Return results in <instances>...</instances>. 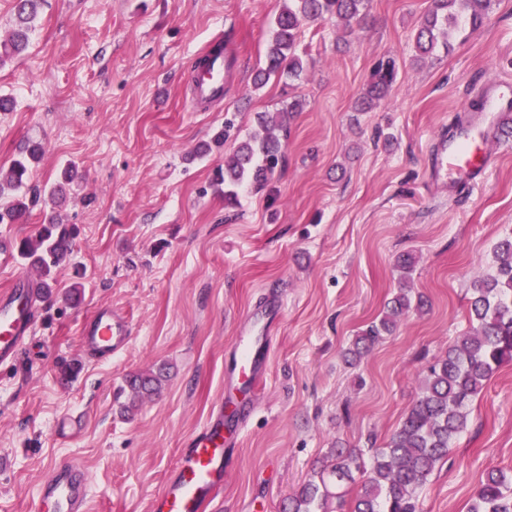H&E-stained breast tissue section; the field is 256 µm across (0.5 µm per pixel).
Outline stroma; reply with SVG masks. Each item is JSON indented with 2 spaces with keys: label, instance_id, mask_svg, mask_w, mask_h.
<instances>
[{
  "label": "stroma",
  "instance_id": "stroma-1",
  "mask_svg": "<svg viewBox=\"0 0 512 512\" xmlns=\"http://www.w3.org/2000/svg\"><path fill=\"white\" fill-rule=\"evenodd\" d=\"M284 0H44L26 54L0 67V170L21 142L43 157L30 184L65 166L75 177L59 207L39 202L0 235L35 237L55 210L75 225L57 269V297L41 303L21 359L0 368V512H34L56 464L80 463L88 512H150L183 441L224 393L250 310L274 292L263 382L240 428L230 475L206 512H282L335 443L385 441L416 400L426 367L466 334L473 285L493 271V248L512 235V142L494 141L489 167L466 189L432 186L440 130L512 78V0H491L482 27L417 59L414 34L431 0H370L350 26L304 25L305 70L293 86L255 89L270 21ZM234 67L218 105L187 101L188 74L214 41ZM394 58L390 94L357 102L373 64ZM285 165L268 187L228 208L211 185L235 144L196 157L236 113L240 137L290 97ZM418 263L410 280L400 254ZM423 295L357 366L341 357L399 287ZM132 329L111 358L86 356L80 330L98 307ZM78 372L68 385L62 364ZM167 366L160 393L121 415L116 397L134 373ZM466 430L419 492L422 512H469L492 468L512 473V364L468 406ZM76 421L69 440L59 418Z\"/></svg>",
  "mask_w": 512,
  "mask_h": 512
}]
</instances>
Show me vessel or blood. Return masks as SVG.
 <instances>
[{"label":"vessel or blood","instance_id":"vessel-or-blood-1","mask_svg":"<svg viewBox=\"0 0 512 512\" xmlns=\"http://www.w3.org/2000/svg\"><path fill=\"white\" fill-rule=\"evenodd\" d=\"M226 70L227 61L220 52H205L194 62L190 71L192 109L223 99ZM511 94V81L492 84L483 99L484 111L503 115L501 102ZM434 153L435 179L452 173L463 183L476 180L490 160L487 130L480 116L461 119L448 133L438 136ZM40 297L36 278L28 274L15 277L13 288L0 296V365L12 364L24 350ZM129 331L126 321L111 309H100L82 326L84 348L100 357L112 356L123 348ZM264 358L261 347L252 340H242L231 369L232 378L257 387ZM224 417V407H216L199 430L185 440L176 467L152 501L151 512H202L222 490L232 451ZM37 502L38 512H87V479L82 466L65 462L53 468L39 489Z\"/></svg>","mask_w":512,"mask_h":512}]
</instances>
